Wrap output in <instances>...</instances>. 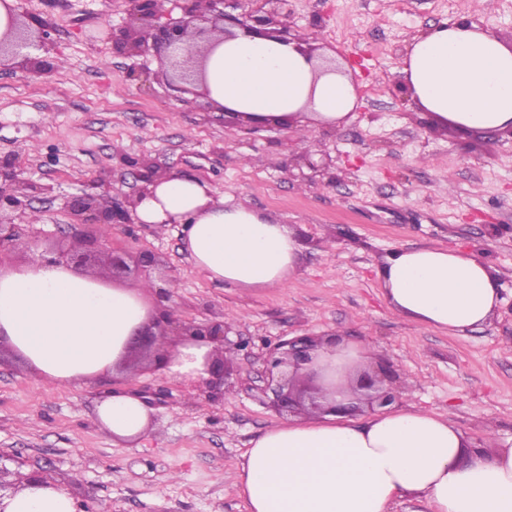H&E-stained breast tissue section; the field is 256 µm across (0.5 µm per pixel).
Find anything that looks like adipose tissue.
Instances as JSON below:
<instances>
[{
  "instance_id": "adipose-tissue-1",
  "label": "adipose tissue",
  "mask_w": 512,
  "mask_h": 512,
  "mask_svg": "<svg viewBox=\"0 0 512 512\" xmlns=\"http://www.w3.org/2000/svg\"><path fill=\"white\" fill-rule=\"evenodd\" d=\"M305 42L236 31L209 55L213 108L264 123L333 122L356 101L350 80L319 71ZM403 85L435 124L497 132L512 127V43L469 19L413 39L400 66ZM144 223L179 224L195 266L238 288H282L299 269L303 245L290 225L216 196L205 181L160 178L136 208ZM391 308L425 327L461 335L488 324L499 279L472 253L427 246L397 250L378 267ZM147 319L138 296L35 259L0 276V338L45 380L83 386L114 367ZM375 349L323 348L320 363L350 391V363L368 367ZM99 416L113 435L137 438L149 409L137 394L104 395ZM249 512H389L396 497L423 499L429 512H512V438L476 443L447 415L407 404L352 420L314 409L275 424L244 455ZM6 512H74L52 488L28 487Z\"/></svg>"
}]
</instances>
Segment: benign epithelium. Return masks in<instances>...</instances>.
Instances as JSON below:
<instances>
[{"label": "benign epithelium", "mask_w": 512, "mask_h": 512, "mask_svg": "<svg viewBox=\"0 0 512 512\" xmlns=\"http://www.w3.org/2000/svg\"><path fill=\"white\" fill-rule=\"evenodd\" d=\"M123 4L126 21L112 27L113 53L127 57H146L152 53L162 55L173 76L200 86L204 79V55L186 42L188 33H193L206 44L218 36L231 35V26L264 37L285 38L293 24L292 0H176L180 16L165 27L157 26L155 0H123ZM228 7L239 11V14L226 12ZM21 17L19 9H14L8 31L0 38V58L10 57L19 65L29 66L38 72L45 66L44 61L30 59L23 50L35 42L49 50L52 29L49 24L41 22L33 34ZM136 178L142 186L120 199L113 195L112 183L103 180L93 181L97 192L71 197L67 208L72 216L68 229L73 246L66 251L45 250L38 253V257L46 263L63 264L77 274L93 275L108 284L127 273L129 264L125 254L102 248L104 238L100 227L112 224L126 234L135 232V224L139 223L136 218L138 200L145 185L157 179V168L144 164L137 171ZM21 181V171L11 161L0 159V212L6 209L23 211L31 200L51 192V187L35 182L28 183L27 193L15 190V185ZM19 237L20 225L0 221V250ZM165 312L166 309H161L134 332L128 345L126 364H131L134 355L153 349L159 351L158 359L166 357L164 348L168 343L171 323L165 321ZM229 332L230 327L222 321L184 323L180 326V335L190 342L220 343L205 357L209 377L189 378L187 382L224 390L234 372L233 363L227 359L226 353L250 348V342L242 338L230 341ZM319 346V338L303 334L269 345L261 353L262 369L258 371L261 391L273 395L272 403L279 413L292 414L306 400L313 407H319L316 396L324 395V390L315 381L316 371L310 369ZM392 379L393 373L386 365L377 367L372 373H361L355 386L359 392L358 401L372 411L391 405L396 401V394L392 387H385L383 383H390ZM7 459L9 456L0 453V502L33 484L67 490L65 485L50 480L43 467L14 457L15 468L10 470L3 464Z\"/></svg>", "instance_id": "7a95c632"}]
</instances>
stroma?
<instances>
[{
  "label": "stroma",
  "mask_w": 512,
  "mask_h": 512,
  "mask_svg": "<svg viewBox=\"0 0 512 512\" xmlns=\"http://www.w3.org/2000/svg\"><path fill=\"white\" fill-rule=\"evenodd\" d=\"M32 21L52 23L42 74L0 67V158L52 186L25 212H5L22 240L0 269L24 260L27 236L68 244V197L91 179L129 193L128 160L209 183L292 226L303 243L287 287L231 288L198 270L177 227L109 231L107 248L159 259L149 275L176 273L177 322L231 316L232 338L340 336L368 344L394 373L399 404L449 417L474 440L486 423L512 437V136L435 132L398 74L412 38L468 18L512 35V0H294L293 29L336 60L358 59L357 108L322 135L280 126L249 130L223 118L200 87L162 77L156 57L112 51L122 0H23ZM327 163L329 177L308 162ZM442 246L482 257L500 273L492 323L451 336L410 322L388 305L376 275L392 251ZM260 348L238 352L221 396L146 368L108 370L82 387L46 383L0 347V453L46 466L95 512H248L239 475L252 440L282 416L260 390ZM151 408L137 440L120 442L97 414L110 391Z\"/></svg>",
  "instance_id": "35a3bbf8"
}]
</instances>
